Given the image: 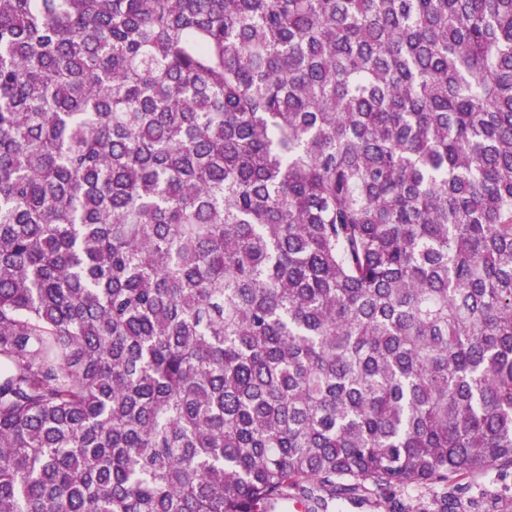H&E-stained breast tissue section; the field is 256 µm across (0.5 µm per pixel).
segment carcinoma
I'll use <instances>...</instances> for the list:
<instances>
[{"label":"carcinoma","instance_id":"carcinoma-1","mask_svg":"<svg viewBox=\"0 0 512 512\" xmlns=\"http://www.w3.org/2000/svg\"><path fill=\"white\" fill-rule=\"evenodd\" d=\"M489 472L512 0H0V512Z\"/></svg>","mask_w":512,"mask_h":512}]
</instances>
